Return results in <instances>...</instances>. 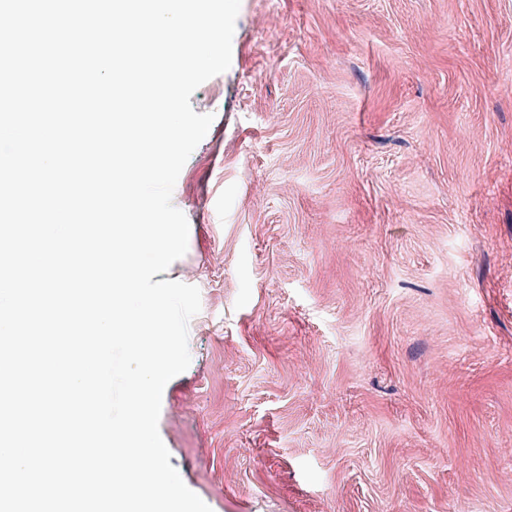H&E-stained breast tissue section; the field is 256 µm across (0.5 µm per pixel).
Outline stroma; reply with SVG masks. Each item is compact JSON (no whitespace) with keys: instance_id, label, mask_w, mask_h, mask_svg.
I'll list each match as a JSON object with an SVG mask.
<instances>
[{"instance_id":"obj_1","label":"stroma","mask_w":512,"mask_h":512,"mask_svg":"<svg viewBox=\"0 0 512 512\" xmlns=\"http://www.w3.org/2000/svg\"><path fill=\"white\" fill-rule=\"evenodd\" d=\"M190 103L155 276L200 291L158 422L186 486L512 512V0H241Z\"/></svg>"}]
</instances>
